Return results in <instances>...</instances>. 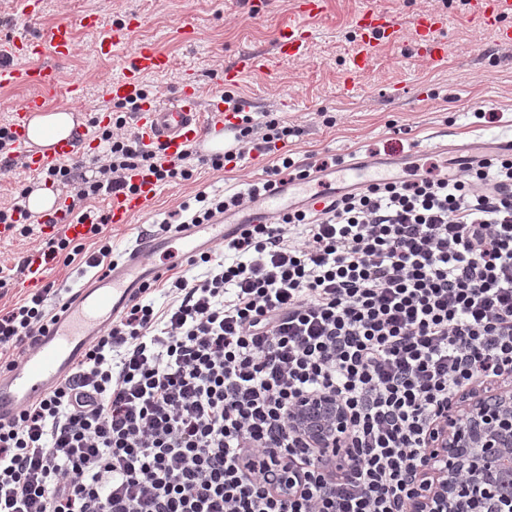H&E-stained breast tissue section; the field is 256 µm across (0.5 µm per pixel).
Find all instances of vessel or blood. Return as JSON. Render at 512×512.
Here are the masks:
<instances>
[{
  "mask_svg": "<svg viewBox=\"0 0 512 512\" xmlns=\"http://www.w3.org/2000/svg\"><path fill=\"white\" fill-rule=\"evenodd\" d=\"M469 13L476 25L493 31L501 44H512V26L505 20L512 16V0H466ZM324 0H300L297 22L280 32L275 42L274 58L253 53L238 55L233 65L224 72L227 82L237 83L240 77L257 69H273L275 57H298L304 54L311 38L306 27L308 18L322 14ZM417 57L442 61L446 54L441 32L448 27V16L443 12L415 16L411 21ZM356 33L355 47L349 58L350 72L365 69L380 47L397 41L399 29L394 20L372 6H363L353 17ZM50 43L57 57L68 56L73 47V26L69 20L55 22L46 40L20 37L0 44V87L30 88L34 94L15 107L9 129L14 137L23 164L39 172L71 158L83 148L89 138L86 129H76L71 138L58 141L51 150H31L27 136L32 113L42 109L48 94L54 93L58 71L49 65L17 66L22 57L40 55L43 43ZM167 56L157 47L144 44L135 55L122 77L112 80L107 96L110 101L140 100L136 125L144 146L164 148L166 155L175 156L189 148H202L204 128L224 129L222 101H214L208 111H200L196 86L186 80L176 96L165 103L144 99L142 77L147 73L163 71ZM138 190L133 194L112 196L109 221L128 223L138 212L145 211L156 192L153 177L145 174L133 178ZM308 191L301 183L286 182L265 195L254 198L246 207L225 213L209 224H191L177 232L186 255H194L201 242H215L228 238L246 224H268L290 209L306 205ZM45 224L62 225L69 238H83L87 223L74 221L66 200L45 213ZM160 238H143L127 250L123 260L114 262L111 269L97 273L87 284L78 288L65 309L58 313L51 326L34 336L30 347L15 367L0 371V423L9 421L28 403L44 397L70 372L81 353L100 336L113 316L127 304L148 279L146 255L161 251ZM24 287L31 288L43 282L52 265L51 258L41 251L28 253L24 258Z\"/></svg>",
  "mask_w": 512,
  "mask_h": 512,
  "instance_id": "1",
  "label": "vessel or blood"
}]
</instances>
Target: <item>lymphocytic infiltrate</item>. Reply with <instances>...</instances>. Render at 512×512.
<instances>
[{"instance_id":"f902f5d3","label":"lymphocytic infiltrate","mask_w":512,"mask_h":512,"mask_svg":"<svg viewBox=\"0 0 512 512\" xmlns=\"http://www.w3.org/2000/svg\"><path fill=\"white\" fill-rule=\"evenodd\" d=\"M136 101L118 102L101 176L46 170L77 201L133 193V172L157 185L188 180L191 151L175 157L125 133ZM238 151L275 155L246 193H198L187 215L206 224L273 176L312 166L281 151L294 128L240 117ZM106 217L88 232L98 249L60 233L51 257L102 265ZM225 261L203 251V279H164L170 302H130L50 393L0 423V512H407L409 476L437 407L449 395L512 370V156L460 173L430 166L248 224L225 240ZM53 284L0 313V369L64 307ZM332 394L351 415L352 452L325 457L290 430L298 398ZM300 473L293 496L273 495L265 471Z\"/></svg>"}]
</instances>
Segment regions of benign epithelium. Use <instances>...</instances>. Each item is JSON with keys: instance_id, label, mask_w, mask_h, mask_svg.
Returning <instances> with one entry per match:
<instances>
[{"instance_id": "7a95c632", "label": "benign epithelium", "mask_w": 512, "mask_h": 512, "mask_svg": "<svg viewBox=\"0 0 512 512\" xmlns=\"http://www.w3.org/2000/svg\"><path fill=\"white\" fill-rule=\"evenodd\" d=\"M477 384L437 411L410 484L409 512H512V394L506 381ZM294 433L329 456L349 452L350 416L335 396L308 395L291 414ZM295 478L283 471L269 489L290 493Z\"/></svg>"}]
</instances>
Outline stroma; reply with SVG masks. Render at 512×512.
Masks as SVG:
<instances>
[{
	"label": "stroma",
	"instance_id": "obj_1",
	"mask_svg": "<svg viewBox=\"0 0 512 512\" xmlns=\"http://www.w3.org/2000/svg\"><path fill=\"white\" fill-rule=\"evenodd\" d=\"M386 11L400 28L399 42L385 46L369 68L357 76L352 90L342 88L348 56L354 46L351 21L364 2ZM296 0H271L270 9L253 15L246 0H42V13L28 19L23 0H0V41L21 32L37 34L50 23L83 14H96L100 33L114 22L141 17L111 57L97 54V34L76 29L70 57L57 60L63 83L81 82V103L65 96L49 100V107L73 106L79 124H87L98 110H112L106 87L123 75L137 46L154 43L168 54L170 64L145 75L143 87L158 101L175 95L185 79L197 83L201 106H209L221 90H229L245 111L274 113L298 128L289 137L295 159L343 158L356 152L367 162L390 165L393 177H409L411 164L446 165L453 153L440 150L443 142L512 139V46L498 43L493 32L470 21L463 0H327L324 14L310 20L314 39L305 55L277 60L272 72L245 74L238 85H224V70L238 54L272 53L274 38L283 26L296 22ZM422 12H444L450 21L444 35L448 52L432 64L413 54L410 19ZM272 159L250 154L221 170L191 159L193 176L157 188L148 210L126 224H110L113 258H121L155 222L193 202L199 192L226 196L245 191L264 179ZM33 232L0 241V268L13 270V281L0 287V309L12 307L27 294L20 288L23 258L41 249L45 236L37 217Z\"/></svg>",
	"mask_w": 512,
	"mask_h": 512
}]
</instances>
